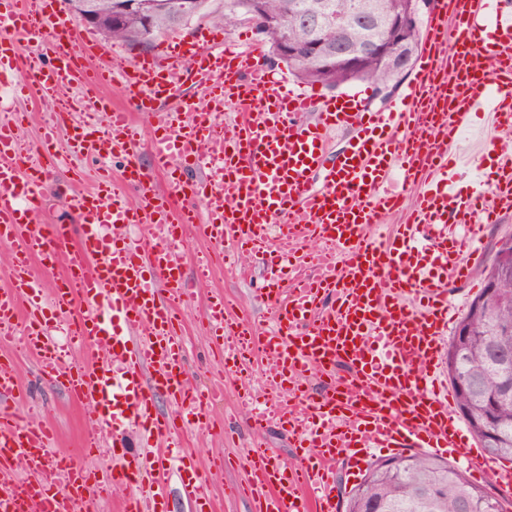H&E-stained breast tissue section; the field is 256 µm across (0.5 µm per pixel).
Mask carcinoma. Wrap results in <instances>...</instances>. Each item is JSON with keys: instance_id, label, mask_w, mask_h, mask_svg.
Here are the masks:
<instances>
[{"instance_id": "obj_1", "label": "carcinoma", "mask_w": 512, "mask_h": 512, "mask_svg": "<svg viewBox=\"0 0 512 512\" xmlns=\"http://www.w3.org/2000/svg\"><path fill=\"white\" fill-rule=\"evenodd\" d=\"M149 21L136 13L124 16V26L100 32L103 39L133 46H155L157 40L203 18L224 29L246 19L258 28L275 20L265 43L276 52L283 34L292 41L315 39L330 51L336 44L356 43L363 38H385L389 32L384 13L402 0H224V11L208 9V0H195V11L179 16L173 0H153ZM299 80L336 89L356 81L373 85L393 82L390 70L370 66L350 77L330 62L284 60ZM473 327L470 341L459 347L456 375H448L459 412L466 422L480 420L495 406L497 421L480 439L492 459L512 462V302H492L481 313H468ZM465 383L459 390L456 379ZM401 467L391 470L380 462L368 469L369 478L360 498L345 500V512H491L480 495L482 486L471 482L457 467L430 455H398Z\"/></svg>"}]
</instances>
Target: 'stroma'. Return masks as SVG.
Here are the masks:
<instances>
[{
  "label": "stroma",
  "instance_id": "1",
  "mask_svg": "<svg viewBox=\"0 0 512 512\" xmlns=\"http://www.w3.org/2000/svg\"><path fill=\"white\" fill-rule=\"evenodd\" d=\"M0 108L7 112L24 113L21 124L22 139L33 147L48 135L63 137L65 129L57 124L55 109L51 103H32L21 99L12 91L0 93ZM97 179L93 165L76 170H53L41 188L40 205L35 213L36 223L43 226L71 224L75 218L67 209L65 200L74 189H91ZM209 251L199 228H189L180 248L183 260V276L190 287L182 306L183 322L187 338L186 370L190 382L200 388H220L224 391L222 402L209 406V429L192 430L171 442L170 453L192 454L197 464L209 475L208 492L215 512H250L249 502L230 495L231 485L246 477L253 468L250 447L260 441L265 447L286 460H294L298 454L294 439L287 429L269 426L256 432L243 417L244 393L263 397L265 391L258 380L256 367H247L239 375H228L217 364L211 353V335L205 319V305L210 296L223 293L233 300L238 314L249 317L259 328L271 324L269 306L258 299L259 290L272 277L273 271L264 262L243 259L238 267L211 266L205 282H198L195 272ZM10 356L17 370L20 386L12 401L20 416L29 421L51 425L56 434V447L74 456L92 468H106L120 464L126 452L139 449L141 440L131 431L116 440L109 456L99 458L83 449L85 406L74 401L57 382H51L42 373L37 357L23 348L19 336L0 335V355ZM232 458L233 468L213 470L211 462L218 456Z\"/></svg>",
  "mask_w": 512,
  "mask_h": 512
}]
</instances>
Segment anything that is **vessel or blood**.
<instances>
[{"mask_svg": "<svg viewBox=\"0 0 512 512\" xmlns=\"http://www.w3.org/2000/svg\"><path fill=\"white\" fill-rule=\"evenodd\" d=\"M490 14L501 32L491 44L482 36ZM24 39L39 40V50L21 55ZM21 70L26 98L52 101L67 135L60 145L42 142L41 165L21 144L18 122L0 121V241L17 244L0 288V329L20 328L44 374L90 406L88 450L132 428L166 440L203 425L211 396L187 380L177 309L186 292L176 230L196 224L214 248L233 242L279 271L263 292L274 313L270 332L229 323L232 305L223 296L208 306L225 372L239 374L259 359L267 379L287 389L286 397L255 403L253 427L285 426L304 450L291 464L255 448L257 466L234 488L253 512H336L337 468L355 475L372 447L428 448L512 486V469L487 467L476 438L464 432L439 366L448 293L472 280L477 229L512 207V0H442L407 93L386 112L355 93L291 85L267 70L259 51L227 48L214 34L188 55L173 46L161 56H118L108 43L75 34L56 0H0V76ZM115 79L128 109L95 101ZM187 84L199 103L165 111ZM490 97L487 124L505 138L496 177L466 192L457 137ZM228 107L236 113L230 124ZM136 112L155 117L154 164L194 204L173 209L154 190L137 159ZM337 130L353 136L331 161L327 146ZM116 156L126 161L121 183L105 175L92 191L70 197L79 242L64 253V273L45 295L32 259L60 254L70 228L47 234L35 225L44 177L52 167ZM188 159L208 162L207 173L185 178L178 164ZM397 172L425 189L408 222L383 236L379 217L402 205L385 190ZM131 190L137 201L128 199ZM136 224L145 227L138 245L126 236ZM67 314L75 344L107 349L123 362L122 374L110 361L66 366L48 321ZM340 365L349 379L314 396L300 388L305 372L331 377ZM159 393L175 416L154 414ZM20 467L25 475H17ZM173 477L193 512H213L193 457L152 464L136 454L101 478L56 452L48 426L0 407V512H83L90 489L106 495L116 485L129 491L123 512H161Z\"/></svg>", "mask_w": 512, "mask_h": 512, "instance_id": "obj_1", "label": "vessel or blood"}]
</instances>
